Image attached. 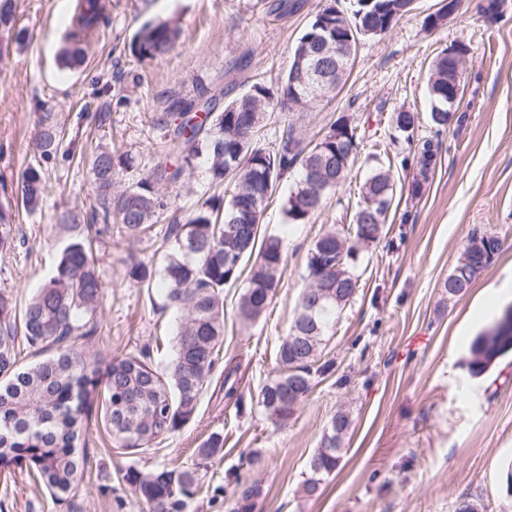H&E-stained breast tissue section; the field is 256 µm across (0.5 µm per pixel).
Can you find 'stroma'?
I'll return each mask as SVG.
<instances>
[{
    "mask_svg": "<svg viewBox=\"0 0 512 512\" xmlns=\"http://www.w3.org/2000/svg\"><path fill=\"white\" fill-rule=\"evenodd\" d=\"M439 0L416 8L389 32L365 39L343 88L297 111L272 112L260 143L273 147L286 126L317 140L335 120L357 125L362 138L345 185L327 194L307 224H289L282 200L293 177L281 181L263 213L264 230L285 236L287 259L271 305L257 321L238 316L246 286L224 291V344L196 416L145 450L116 447L91 425L84 480L62 501L51 498L26 471L0 477V512H145L125 485L127 469L199 467L200 487L185 512H512V357L475 375L466 360L471 340L512 305V0L485 14L489 0H461L448 23L433 32L424 16ZM107 21L85 47V62L62 67L59 53L77 0H18L24 38L0 55V206L10 210L12 247L0 252V293L24 300L53 270L70 232L59 216H90L98 207L91 170L98 152L120 147L133 159L116 177L124 186L145 176L161 146L154 115L167 94L192 95L197 83L244 92L245 81L274 86L318 0L295 14H268L266 0H102ZM179 20L184 35L167 55L140 61L128 49L150 19ZM471 47L458 121L441 130L429 118L428 68L451 44ZM107 72L108 90L94 76ZM417 112L415 138L440 144L431 177L413 192V151L392 123L395 111ZM62 140L43 161L36 143L46 125ZM390 159L396 196L379 238L363 246L360 287L330 329L316 358L327 374L287 421L270 419L258 392L276 366L299 295L306 259L323 233L349 224L360 187L375 157ZM43 166L47 189L41 207L21 201L22 173ZM206 158H198L174 205L180 217L214 192ZM170 214L150 237L100 234L96 243L104 299L98 332L83 339L88 357L121 356L149 348L152 362H169L178 314L164 305L160 286L128 276L131 260L161 271ZM497 237L491 263L462 294L444 283L468 238ZM241 364L239 404L225 401L224 362ZM346 411V432L336 469L316 496L302 485L323 431ZM224 448L200 461L197 450L212 433Z\"/></svg>",
    "mask_w": 512,
    "mask_h": 512,
    "instance_id": "stroma-1",
    "label": "stroma"
}]
</instances>
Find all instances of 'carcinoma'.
I'll list each match as a JSON object with an SVG mask.
<instances>
[{
  "label": "carcinoma",
  "mask_w": 512,
  "mask_h": 512,
  "mask_svg": "<svg viewBox=\"0 0 512 512\" xmlns=\"http://www.w3.org/2000/svg\"><path fill=\"white\" fill-rule=\"evenodd\" d=\"M300 0H272L269 12L285 16L300 11ZM415 8V0H321L299 36L288 71L276 86L253 83L249 90L221 103V96L207 85L189 98L171 96L166 113L155 125L165 130L168 149L154 159L139 180L114 190L115 176L132 159L117 149L102 151L92 163L100 208L92 222L105 228L118 225L130 238L147 234L160 214L172 208L169 190L185 183L193 160H209L211 183L221 189L198 205L186 219L177 216L167 226L169 250L164 256L162 288L168 306L181 315L173 338V356L160 371L150 354L86 358L79 340L97 333L102 305L100 280L92 242L79 234L61 251L52 275L17 305L0 294V475L26 470L48 493L61 500L83 477L80 449L91 421L100 423L119 448H148L196 415L199 397L209 381L224 342V288L238 282L246 261H253L247 286L239 301V315L257 321L269 307L287 258L285 238L260 234V219L280 180L293 170L299 179L283 203L290 224H307L322 206L324 196L345 183L361 142L357 127L337 120L315 142L304 143L293 128L283 133L277 149L259 145L264 114L276 108L302 106L315 96L306 92V57L319 51L327 59L338 50L357 51L356 39L390 31ZM448 22L440 8L427 14L423 27L434 31ZM17 0H0V38L16 41ZM105 24L100 0H79L78 12L67 35L63 60L69 67L84 62L83 45ZM181 27L171 20L144 23L130 43L132 53L155 59L170 52L181 37ZM457 59L443 50L431 64L428 77L430 118L446 127L459 111L464 90L448 98ZM415 113L400 110L392 116L395 128L412 133ZM59 135L46 127L38 148L49 159L58 149ZM439 151L431 139L416 144L419 192ZM42 167L29 166L22 173V202L37 209L45 194ZM361 199L349 232L321 235L307 254L309 284L299 296L289 331L277 352L279 370L261 387L259 403L272 419L285 420L314 386L312 363L318 355L331 319L340 314L359 288L353 266L358 245L378 238L394 197L390 170L378 168L361 187ZM12 215L0 208V251L13 242ZM453 269L456 280L448 294L465 292L477 274L499 250L494 236L475 233ZM129 277L151 285L152 271L134 262ZM334 288L337 298L322 303L314 321L302 313L307 300L323 288ZM25 343L37 360L27 366L18 361L17 348ZM512 354V306L504 308L487 331L474 337L470 369L479 374L495 361ZM238 365L227 361L224 399L239 402L234 375ZM347 415L336 414L322 434L309 462L305 492L313 496L324 476L336 469ZM224 447V437L213 433L198 448L205 461ZM123 481L145 504L146 512H184L197 488L190 470L165 467L150 473L129 469Z\"/></svg>",
  "instance_id": "cac0c4a2"
}]
</instances>
